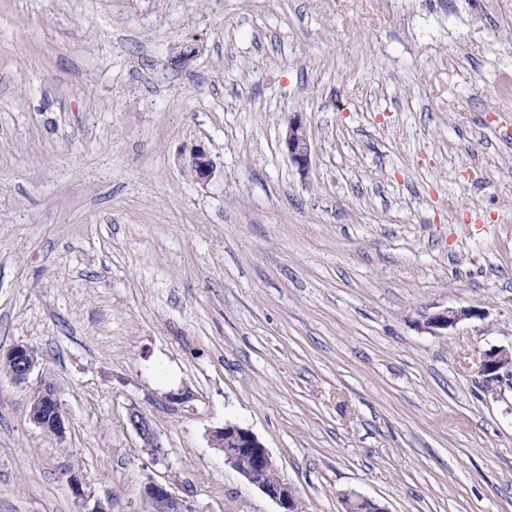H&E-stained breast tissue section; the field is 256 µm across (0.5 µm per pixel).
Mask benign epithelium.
<instances>
[{
	"instance_id": "obj_1",
	"label": "benign epithelium",
	"mask_w": 512,
	"mask_h": 512,
	"mask_svg": "<svg viewBox=\"0 0 512 512\" xmlns=\"http://www.w3.org/2000/svg\"><path fill=\"white\" fill-rule=\"evenodd\" d=\"M282 143L288 159L301 174H307L311 166L312 146L302 114L297 113L290 118ZM196 154L201 166L195 171V178L205 185L212 179L215 165L204 146L197 145ZM477 316L479 313L471 307L447 306L422 313V327L430 333L441 334L455 328L458 323ZM3 364L11 379L21 384L36 367L38 359L32 355L29 345L17 344L8 351ZM479 374L489 384L512 390V347H493L485 351L479 362ZM30 419L36 426L48 429L56 436H63L65 420L53 386L47 385L33 396ZM128 423L143 447L155 451L160 449L158 434L147 415L134 409L129 413ZM210 443L224 454L227 465L236 469L250 484L275 501L280 512H298L294 488L280 477L274 482L268 481L269 474L278 472V465L252 431L226 423L212 430ZM145 495L151 505V512H192L188 501L171 491L166 484L150 482L145 488ZM341 499L345 512H388L386 508L354 490L343 493Z\"/></svg>"
}]
</instances>
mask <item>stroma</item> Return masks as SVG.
<instances>
[{
	"instance_id": "stroma-1",
	"label": "stroma",
	"mask_w": 512,
	"mask_h": 512,
	"mask_svg": "<svg viewBox=\"0 0 512 512\" xmlns=\"http://www.w3.org/2000/svg\"><path fill=\"white\" fill-rule=\"evenodd\" d=\"M506 73L512 0H0V354L39 352L0 369V512H148L152 480L279 512L228 421L302 512H512V392L478 373L512 345ZM447 306L483 315L421 328ZM282 143L288 159L301 174H307L311 166L312 146L306 121L301 113H296L290 118ZM2 361L7 368V374L18 384L24 383L38 364V359L32 355L28 344L14 345L4 359H1V364ZM29 414L31 421L39 428L49 429L59 437L65 433V420L53 386L47 385L33 396ZM128 423L143 444V448L159 451L161 448L159 437L152 420L138 410H132L128 416ZM210 443L224 454L227 465L236 469L250 484L275 501L279 512H297L294 488L281 477L267 480L270 473L278 474L276 460L263 442L249 429L232 423L212 430ZM341 499L345 512H388L386 508L355 490L343 493Z\"/></svg>"
}]
</instances>
